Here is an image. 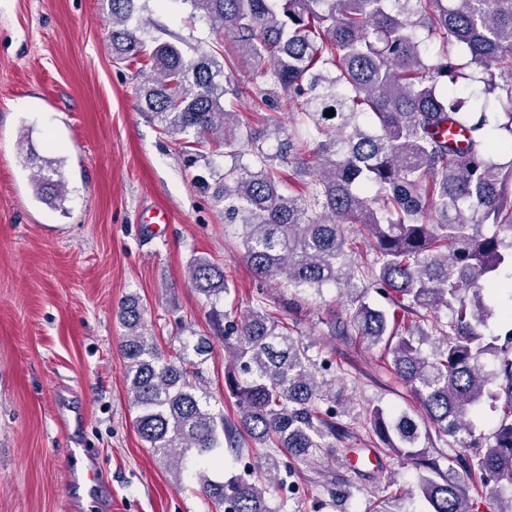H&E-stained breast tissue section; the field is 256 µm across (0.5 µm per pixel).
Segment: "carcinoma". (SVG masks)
Listing matches in <instances>:
<instances>
[{
	"label": "carcinoma",
	"mask_w": 512,
	"mask_h": 512,
	"mask_svg": "<svg viewBox=\"0 0 512 512\" xmlns=\"http://www.w3.org/2000/svg\"><path fill=\"white\" fill-rule=\"evenodd\" d=\"M146 2L108 0L112 56H146L141 110L188 166L205 161L209 177L195 185L223 206L254 276L296 296L340 289L349 315L337 332L383 345L420 410L374 405L365 419L385 450L419 470L426 512H479L472 480L493 512H512L503 495L512 487V0H181L224 35L220 48L189 52L146 28ZM240 60L255 63L250 88L234 80ZM280 92L292 132L271 114L255 126L236 108ZM201 144L230 164L215 166ZM289 163L296 191L281 176ZM59 168L44 158L32 179L53 208L66 199ZM354 224L373 255L363 265L347 260ZM188 274L210 304V332L232 353L224 383L236 416L208 405L209 339L177 336L164 357L146 306L130 296L119 319L136 431L215 508L281 512L271 501L292 462L334 455L332 439L348 430L336 418L358 414L322 375L331 364L263 294L239 320L220 305L223 267L197 257ZM367 288L391 309L366 303ZM486 398L501 403L487 437L472 421ZM450 435L452 454L437 448ZM254 448L256 464L212 478L224 453L240 461Z\"/></svg>",
	"instance_id": "1"
}]
</instances>
